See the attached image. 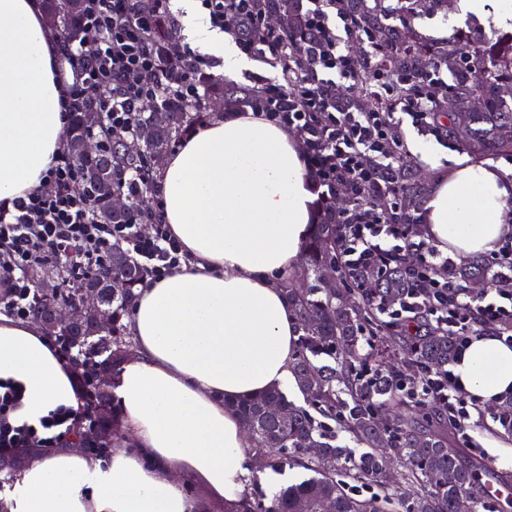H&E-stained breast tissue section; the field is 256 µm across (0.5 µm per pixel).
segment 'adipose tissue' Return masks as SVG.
Wrapping results in <instances>:
<instances>
[{"mask_svg": "<svg viewBox=\"0 0 512 512\" xmlns=\"http://www.w3.org/2000/svg\"><path fill=\"white\" fill-rule=\"evenodd\" d=\"M182 6L195 46L222 57L225 71L245 66L194 0ZM58 53L35 0H0V206L42 188L64 145ZM160 190L163 220L188 260L137 290L136 348L112 387L122 442L106 463L74 450L35 459L8 512H200L189 477L236 503L255 464L230 403L296 386L298 321L280 276L300 261L315 202L297 140L255 113L226 111L165 159ZM511 194L499 171L461 167L436 181L423 231L446 253L477 258L512 235ZM452 374L477 401L512 394V343L491 331L472 337ZM7 380L24 389L14 424L36 427L79 406L42 327L0 317Z\"/></svg>", "mask_w": 512, "mask_h": 512, "instance_id": "obj_1", "label": "adipose tissue"}]
</instances>
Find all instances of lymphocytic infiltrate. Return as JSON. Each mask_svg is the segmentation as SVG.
I'll list each match as a JSON object with an SVG mask.
<instances>
[{
  "instance_id": "f902f5d3",
  "label": "lymphocytic infiltrate",
  "mask_w": 512,
  "mask_h": 512,
  "mask_svg": "<svg viewBox=\"0 0 512 512\" xmlns=\"http://www.w3.org/2000/svg\"><path fill=\"white\" fill-rule=\"evenodd\" d=\"M305 15L317 39L312 47L311 72L304 83L303 98H295L287 88L265 80L266 103L256 115L294 132L302 141L304 158L318 204H325L340 190H348L358 200L357 208L336 215L351 231L342 245L343 268H375L388 272L386 256L411 254L414 267L425 282L424 288L409 291L385 312L403 320L426 315L447 322L459 336H467L472 310H479L486 326L498 334H512V239L498 244L486 257V265L501 285L479 297L470 296L451 276L452 264L430 242L414 238L413 221L394 223L391 212H399L400 196L394 188L401 180L398 160L404 144L394 139V119L380 112H359L336 97V86L347 81L353 58L346 48L348 31L343 15L332 0H307ZM147 10H136V0H84L80 18L83 33L94 44L70 46L68 55H88V62L73 69L66 82L62 108L73 119L92 97L104 100L102 117L110 129L134 130L143 101L171 85H178L187 97L199 93L196 73L205 64L203 55L182 47L179 67L164 66L146 36L161 19H173L170 0H150ZM391 187L387 210L365 205L367 196ZM161 208L139 209L129 224L96 222L78 188V174L68 150H61L50 168L45 186L17 199L13 206L0 208V306L18 319L29 318L31 282L28 269L49 263L69 269L95 266L113 244L121 243L138 257L152 277L159 278L179 267L183 258L180 244L161 219ZM152 225L151 234L139 231ZM51 343L62 363L77 376L79 410L59 409L40 427L11 425L10 414L20 404L23 391L11 383L0 386V459L17 458L20 449L47 453L57 448L62 436L59 427L73 430L97 421L90 401L93 378L88 356L59 338ZM407 396L420 403H437L457 417L462 401L450 374H423Z\"/></svg>"
}]
</instances>
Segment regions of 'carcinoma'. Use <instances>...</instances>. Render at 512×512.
<instances>
[{"mask_svg":"<svg viewBox=\"0 0 512 512\" xmlns=\"http://www.w3.org/2000/svg\"><path fill=\"white\" fill-rule=\"evenodd\" d=\"M401 0H340L347 17L351 38L368 45L361 62L350 77L356 90L354 106L362 112H394L414 102L425 104L431 112L432 131L453 141L474 159L500 154L512 155V33L506 37L496 31L474 30L466 38L452 36L439 44L422 41L417 29L419 12H406ZM83 0H43L46 23L59 35L62 47L83 38L77 26ZM288 8L290 23L282 42L270 48L265 60L281 72L288 91L300 94L310 62L304 47L309 29L300 12L298 0H255L254 9L268 17ZM179 38L178 30L161 23L151 37L152 47L167 66L179 60L171 47ZM384 75L386 98L372 94L375 71ZM205 93L186 99L167 88L152 100L154 111L138 113L134 139L138 149L129 151L115 134L102 130V148L95 160L78 165L79 186L90 202L95 219L103 224L130 223L134 204L151 192L160 174L165 154L196 123L208 119L207 100L224 98V105L241 107L253 96L246 86L224 87V81L202 78ZM450 99L473 104L464 119L438 110L435 90ZM85 114L78 115L66 133L73 160L80 158V145L91 133ZM142 175L145 185L137 198L129 196L127 174ZM404 211L420 209L425 187H403ZM126 197V207H112V197ZM326 214L316 217L313 232L303 247L300 265L282 279L284 295L297 313L298 350L292 363L297 387L308 405H297L278 388L255 398L230 404L243 427L249 432L265 466L281 471L301 460L314 476L294 484L273 499L259 487H249L241 503L225 512H390L394 500H412V512H477L475 486L489 465L476 458L457 455L448 441L457 423L432 408H424L400 395L397 382L404 377L401 360L422 371L444 370L453 361L457 349L456 334L445 326L431 324L422 333L407 322H386L378 317L379 304L390 303L413 285L405 267L393 271L382 288H369L360 300L348 296L349 286L364 272L342 269L340 245L347 227L336 223L335 201L325 206ZM111 275L101 269L59 273L60 279L50 294L41 284L50 278V270L39 267L30 276L34 284L30 308L48 299L72 304L82 288L98 290L102 309L112 314V324L102 330L88 326L89 317L74 327L48 331L69 345H75L96 357L101 351L112 355V366L133 351L129 315L136 291L147 272L132 253L118 245L106 259ZM327 266L336 267V281L321 279ZM461 285H492L485 262L475 259L454 269ZM368 332L375 341L380 360L395 363L381 371L368 372L359 362V342ZM327 359L329 363L318 365ZM268 404H277L288 413L276 418L266 413ZM343 415L344 424L357 441L369 451L354 458L336 444V436L327 433L321 422ZM496 423L512 434V397L497 399ZM103 437H112V446L121 440L120 414L112 408V423L97 422ZM311 448L320 449L313 455ZM396 448L405 465V486L390 490L382 498L360 499L336 481L344 472L356 480L381 477L388 466L387 449Z\"/></svg>","mask_w":512,"mask_h":512,"instance_id":"carcinoma-1","label":"carcinoma"}]
</instances>
